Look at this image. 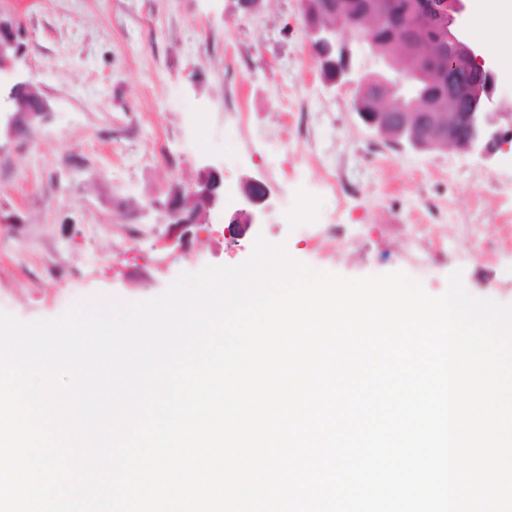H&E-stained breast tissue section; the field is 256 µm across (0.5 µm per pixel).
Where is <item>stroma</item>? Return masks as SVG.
Masks as SVG:
<instances>
[{
    "label": "stroma",
    "instance_id": "35a3bbf8",
    "mask_svg": "<svg viewBox=\"0 0 512 512\" xmlns=\"http://www.w3.org/2000/svg\"><path fill=\"white\" fill-rule=\"evenodd\" d=\"M21 31L16 80L49 106L0 134V313L61 316L95 293L141 301L181 273L236 266L257 237L312 269L448 277L512 303V158L416 152L372 133L356 93L327 86L300 0H0ZM228 193L184 250L144 209L199 167ZM271 188L266 221L224 232L243 176Z\"/></svg>",
    "mask_w": 512,
    "mask_h": 512
}]
</instances>
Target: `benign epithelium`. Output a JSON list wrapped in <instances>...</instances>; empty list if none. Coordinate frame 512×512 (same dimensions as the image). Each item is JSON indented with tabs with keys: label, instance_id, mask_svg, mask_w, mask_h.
I'll use <instances>...</instances> for the list:
<instances>
[{
	"label": "benign epithelium",
	"instance_id": "obj_1",
	"mask_svg": "<svg viewBox=\"0 0 512 512\" xmlns=\"http://www.w3.org/2000/svg\"><path fill=\"white\" fill-rule=\"evenodd\" d=\"M417 8L425 23L443 31L445 44L421 34L401 42L398 53L379 52L380 71L357 75L351 66V45L358 41L365 24L345 21L343 0H322L323 13L336 16V22L316 20L305 28L322 79L331 86L356 90L359 116L369 129L390 142L418 152L452 149L479 153L487 159L512 153V110H504L495 100L500 74L493 57L466 36V0H418ZM19 38L20 29L0 19V73L14 71L21 59ZM431 57L440 59L450 73L475 74L465 90H448L444 110L407 91L404 84L406 73ZM0 103L5 104L6 125L13 137L28 132L47 112L45 99L26 82L0 85ZM239 191L237 209L227 227L231 234L240 226L262 223L271 197L270 188L254 177L242 181ZM222 206L224 171L205 164L195 182L163 203L148 201L144 208L163 210L171 228L166 243L178 250L186 246L185 229L203 227L210 211Z\"/></svg>",
	"mask_w": 512,
	"mask_h": 512
}]
</instances>
